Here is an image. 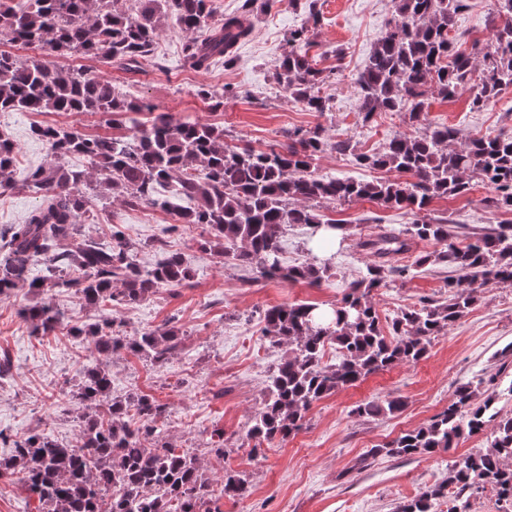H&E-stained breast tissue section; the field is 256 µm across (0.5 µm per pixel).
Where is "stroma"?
I'll list each match as a JSON object with an SVG mask.
<instances>
[{
	"mask_svg": "<svg viewBox=\"0 0 512 512\" xmlns=\"http://www.w3.org/2000/svg\"><path fill=\"white\" fill-rule=\"evenodd\" d=\"M391 17L390 0H324L322 18L312 27L310 53L332 76L324 87L332 99L331 112L303 111L272 78V65L285 48L288 33L306 15L295 0H255L248 17L253 37L238 51L235 68L216 62L194 70L182 58L181 33L166 28L154 46V64L143 72L108 66L79 55L54 58L57 68L83 69L103 75L128 97L143 99L173 120L222 124L228 144L241 141L267 149L287 141V134L315 125L329 135L352 139L358 151L381 149L393 136L412 133L403 114H380L362 123L357 112L354 78L362 70L376 40ZM341 56H333V48ZM232 85L236 95L215 105L213 95ZM427 120L457 129L460 138L512 135V88L480 112L470 111L466 99H431ZM52 125L85 135L124 137L130 124L119 116L87 112H0V133L16 145L19 156L13 178L16 189H0V246L12 225L22 223L38 204L35 191L23 188L29 173L50 162V152L32 133L33 126ZM316 173L357 181L381 179L380 171L356 164L352 156L328 151L313 162ZM489 191L475 186L463 197L434 201L435 213L447 214L457 225L459 240L495 224H512V212L486 208ZM327 217L348 224L350 236L326 254L333 275L321 286L304 282L252 281L245 266H228L201 248L196 226L168 232L173 215L158 208L108 204L109 222L119 225L139 246L138 261L151 266L167 253L180 252L193 277L177 288H163L131 308H115L113 316L128 335L171 323L184 337V346L171 361L158 367L130 352L112 360V393L131 392L155 397L166 407L165 438L176 448L189 449L210 483L211 503L221 512H396L397 507L427 487L444 481L448 467L469 453L487 448L488 433L463 437L457 448L411 460L386 456L364 468L355 464L363 453L400 434L427 425L447 407L459 385L479 383L481 397H490L501 412L512 411V366L503 364L502 350L512 344V284L480 286L468 314L438 337L426 357L368 375L354 386L317 401L306 425L272 448L254 449L246 433L265 398L270 371L287 349L262 335L265 310L272 306L307 303L321 308L340 299L346 285L362 275L366 259L353 246L356 237L377 226L406 227L413 215L404 209L362 200L342 206L320 205ZM449 270L442 265L418 268L405 280L380 289L374 302L382 320L421 298L447 300ZM34 298L19 288L0 296V356L11 369L0 376V431L17 439L46 430L70 443L78 436L81 413L68 409L66 392L89 359L87 341L58 332L38 336L21 311ZM397 397L404 410L396 415L364 419L353 408L373 400ZM223 429L230 449L224 458L210 452L214 429ZM247 475L251 491L231 500L222 493L225 470Z\"/></svg>",
	"mask_w": 512,
	"mask_h": 512,
	"instance_id": "obj_1",
	"label": "stroma"
}]
</instances>
